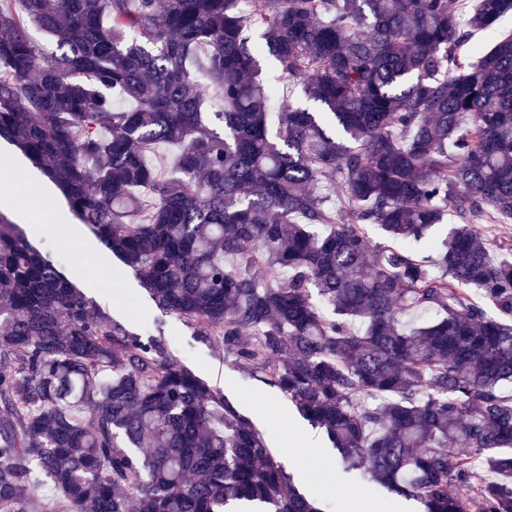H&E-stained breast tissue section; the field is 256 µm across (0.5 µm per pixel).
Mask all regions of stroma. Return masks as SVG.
<instances>
[{
    "mask_svg": "<svg viewBox=\"0 0 512 512\" xmlns=\"http://www.w3.org/2000/svg\"><path fill=\"white\" fill-rule=\"evenodd\" d=\"M7 158L23 168L11 185L17 201L16 206L6 209L11 220H18L19 206L34 204L45 211L58 210L64 222L75 223L61 193L28 158L0 140V161ZM25 229L30 242L70 269L77 287L113 320L136 334L159 335L172 359L207 381L248 416L288 472L311 470L312 480L298 482L302 492L329 503L331 512H351L359 497L369 502L375 512H420L417 501L392 495L372 483L351 480L336 471L331 474V488H324L319 473L323 463L334 462L336 451L323 430L299 416L288 396L276 387L244 376L220 341L200 338L187 320L156 308L134 272L87 229H80L76 238L62 242L44 235L36 225L26 224Z\"/></svg>",
    "mask_w": 512,
    "mask_h": 512,
    "instance_id": "obj_1",
    "label": "stroma"
}]
</instances>
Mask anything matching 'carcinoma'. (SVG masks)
<instances>
[{
  "instance_id": "1",
  "label": "carcinoma",
  "mask_w": 512,
  "mask_h": 512,
  "mask_svg": "<svg viewBox=\"0 0 512 512\" xmlns=\"http://www.w3.org/2000/svg\"><path fill=\"white\" fill-rule=\"evenodd\" d=\"M511 12L0 0V139L344 472L423 512H512V455L490 454L512 448V258L479 230L512 226V36L457 55ZM265 55L301 99L265 81ZM447 211L436 269L366 236L419 242ZM486 452L509 482L475 484ZM39 476L58 512H323L250 419L0 212V512H28Z\"/></svg>"
}]
</instances>
